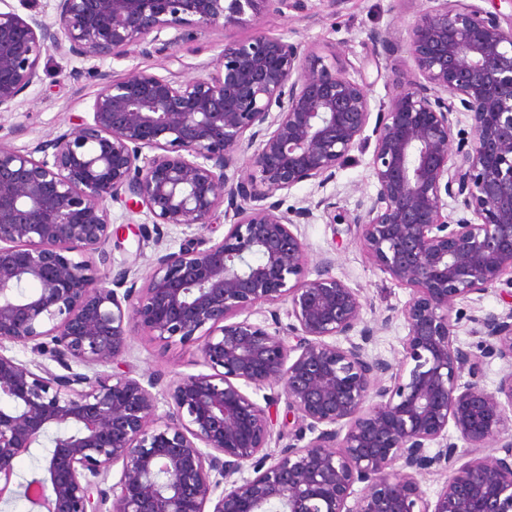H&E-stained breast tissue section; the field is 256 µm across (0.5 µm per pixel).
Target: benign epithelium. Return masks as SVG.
Instances as JSON below:
<instances>
[{
  "instance_id": "1",
  "label": "benign epithelium",
  "mask_w": 512,
  "mask_h": 512,
  "mask_svg": "<svg viewBox=\"0 0 512 512\" xmlns=\"http://www.w3.org/2000/svg\"><path fill=\"white\" fill-rule=\"evenodd\" d=\"M435 2L409 33L414 69L376 113L364 82L265 33L224 43L216 69L185 81L96 65L291 0H56L51 22L0 10V111L40 82L51 50L94 62L86 74L100 81L75 127L24 150L0 141V507L23 496L32 512H512V301L467 313L490 289L512 298V28L465 0ZM370 144L375 191L353 223L368 262L412 291L381 318L408 330L395 363L369 352L377 328L333 260L309 265L298 224L320 208L336 223V203L269 201L326 186ZM113 202L157 232L203 231L221 208L229 224L219 241L158 253L140 287L128 268L97 272ZM266 305L271 322L250 320ZM464 321L480 327L473 346L458 342ZM139 332L196 345L208 372L157 392V376L97 371ZM488 359L507 367L493 391ZM274 386L299 414L276 458L272 419L245 393ZM51 434L40 473L19 481L17 460ZM489 447L498 455H479ZM424 474L445 477L433 500Z\"/></svg>"
}]
</instances>
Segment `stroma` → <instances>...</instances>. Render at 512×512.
I'll use <instances>...</instances> for the list:
<instances>
[{"mask_svg":"<svg viewBox=\"0 0 512 512\" xmlns=\"http://www.w3.org/2000/svg\"><path fill=\"white\" fill-rule=\"evenodd\" d=\"M432 5L433 0H299L297 7L282 14L263 15L257 23L193 30L169 51L144 53L134 49L123 57L105 60L101 68L114 79L137 69L183 81L198 75L204 66H216L225 42L244 40L262 31L302 43L326 62L336 63L355 79L366 81L377 104L396 92L397 76L412 69L408 31ZM372 31L385 35L386 44H373L368 38ZM84 68L81 60L53 51L44 54L39 63L40 82L12 111L0 112V141L30 148L57 130L76 126L89 112L99 89L96 80L84 75ZM371 155L368 149L353 151L335 182L322 188L301 184L291 190L287 202L299 206L309 199L334 198L345 221L334 224L323 211H315L308 223L301 225V236L310 261L335 258L334 274L360 290L365 302L363 317L372 324L389 309L402 307L411 291L396 285L367 261L358 227L350 222L359 200L374 191L368 168ZM110 219L112 238L107 250L113 267L130 268L141 278L150 272L159 248L175 251L198 235L194 228L185 231L173 227L163 242H155L140 232L145 215L120 203L112 205ZM202 370L196 347L164 345L144 335L134 336L120 363L110 368L111 373L135 377L158 374L166 384Z\"/></svg>","mask_w":512,"mask_h":512,"instance_id":"obj_1","label":"stroma"}]
</instances>
